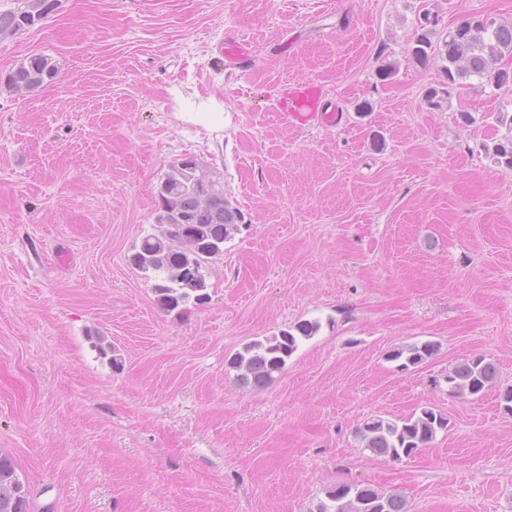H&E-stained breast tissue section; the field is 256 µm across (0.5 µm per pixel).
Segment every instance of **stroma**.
<instances>
[{
  "label": "stroma",
  "instance_id": "stroma-1",
  "mask_svg": "<svg viewBox=\"0 0 512 512\" xmlns=\"http://www.w3.org/2000/svg\"><path fill=\"white\" fill-rule=\"evenodd\" d=\"M476 15L512 23V0H55L0 38V453L30 512H316L342 482L409 512H512V168L492 153L512 84L433 109L442 63L410 54L424 17ZM228 33L255 51L246 74ZM34 55L56 77L13 92ZM296 83L341 123L282 119ZM185 154L245 225L208 301L169 315L128 258ZM304 320L320 329L286 369L241 385L231 358ZM424 341L415 371L387 361ZM472 356L497 381L449 396ZM427 406L449 419L427 448L363 449L365 418ZM438 349V344L433 341L405 345L393 349L387 355V360L397 362V367L401 371L411 370L425 363V361L436 354Z\"/></svg>",
  "mask_w": 512,
  "mask_h": 512
}]
</instances>
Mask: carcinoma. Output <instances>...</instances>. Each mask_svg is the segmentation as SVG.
I'll list each match as a JSON object with an SVG mask.
<instances>
[{
  "label": "carcinoma",
  "instance_id": "1",
  "mask_svg": "<svg viewBox=\"0 0 512 512\" xmlns=\"http://www.w3.org/2000/svg\"><path fill=\"white\" fill-rule=\"evenodd\" d=\"M54 0H25L24 8L0 12V36L12 35L34 25L52 11ZM512 54V24L492 22L486 28L470 19L444 34L424 28L415 38L412 57L426 63L432 56L442 62L443 81L425 93L427 105L440 109L450 90L467 80H485L502 87L512 75L499 67ZM55 65L35 55L11 71L7 84L18 91H33L55 77ZM496 162L512 168V136L493 147ZM205 171L194 157L174 160L158 184L155 196V223L160 229L145 234L129 256L130 264L152 282L159 308L180 313L190 304L208 300L207 276L211 263L224 255V243L240 232L242 214L224 196L211 177L194 187L192 173ZM320 329L317 321H303L272 336L255 340L230 361L243 385L261 386L281 373L300 344ZM439 346L433 341L393 349L387 360L398 369L411 370L434 356ZM498 378L494 363L484 357L466 358L446 376L448 394L476 396ZM448 429L446 414L424 407L420 414L395 419L373 416L357 429L363 448L376 457L400 460L418 453ZM30 487L17 472L14 462L0 454V512H28ZM318 512H407L405 501L385 494L370 484L339 483L327 491Z\"/></svg>",
  "mask_w": 512,
  "mask_h": 512
}]
</instances>
